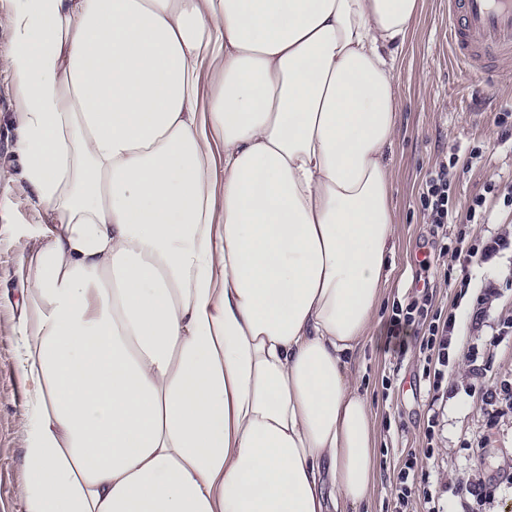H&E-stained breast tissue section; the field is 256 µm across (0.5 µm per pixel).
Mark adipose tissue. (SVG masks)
<instances>
[{"label": "adipose tissue", "mask_w": 512, "mask_h": 512, "mask_svg": "<svg viewBox=\"0 0 512 512\" xmlns=\"http://www.w3.org/2000/svg\"><path fill=\"white\" fill-rule=\"evenodd\" d=\"M11 2L25 512H358L420 0Z\"/></svg>", "instance_id": "obj_1"}]
</instances>
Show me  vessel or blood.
I'll return each mask as SVG.
<instances>
[{
	"mask_svg": "<svg viewBox=\"0 0 512 512\" xmlns=\"http://www.w3.org/2000/svg\"><path fill=\"white\" fill-rule=\"evenodd\" d=\"M448 44L466 72L512 76V0H448Z\"/></svg>",
	"mask_w": 512,
	"mask_h": 512,
	"instance_id": "obj_1",
	"label": "vessel or blood"
}]
</instances>
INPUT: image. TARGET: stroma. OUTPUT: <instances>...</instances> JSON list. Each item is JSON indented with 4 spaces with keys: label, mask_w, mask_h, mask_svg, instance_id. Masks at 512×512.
I'll list each match as a JSON object with an SVG mask.
<instances>
[{
    "label": "stroma",
    "mask_w": 512,
    "mask_h": 512,
    "mask_svg": "<svg viewBox=\"0 0 512 512\" xmlns=\"http://www.w3.org/2000/svg\"><path fill=\"white\" fill-rule=\"evenodd\" d=\"M422 8L412 34L398 59L399 109L391 162V197L396 234L390 263L389 287L379 308L371 336L352 363L356 382L370 399L375 433L376 479L364 512H386L391 482L408 454L430 474L433 492L446 512H471L472 500L455 495L458 483L481 477L498 485L494 501L484 512H512V413L488 426L478 398L463 388L472 378L467 355L474 345H484L486 387L512 384V332L500 335L498 346L489 340L504 319L512 318V288L503 287V258L474 270L471 291L485 284L498 285L481 323H473L469 301L459 298L456 287L444 281V266L434 249L433 228L419 200L428 172L450 150L468 158L472 148L482 156L472 166L457 170L453 178L454 202L466 210L471 200L484 194L490 181L512 184V126L498 124L501 113H512V82L488 86L469 78L448 53L447 0H421ZM12 33L0 26V512H24L16 491L26 478L23 436L18 420L28 390L15 360L13 327L20 313L23 286L22 259L48 241L51 223L17 180L20 160L15 153L18 107L13 72L9 66ZM430 260V271L420 263ZM428 275L433 305L455 313L460 323L459 353L449 384L458 388L445 405L440 439L433 456L424 454V429L432 404L429 383L414 353L397 358L390 341L392 306L407 302L420 275Z\"/></svg>",
    "instance_id": "stroma-1"
}]
</instances>
